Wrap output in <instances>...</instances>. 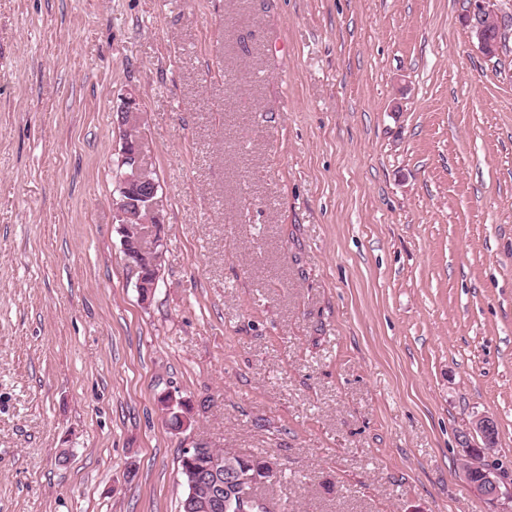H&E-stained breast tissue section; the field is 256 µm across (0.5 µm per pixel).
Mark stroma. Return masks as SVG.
<instances>
[{"label":"stroma","mask_w":512,"mask_h":512,"mask_svg":"<svg viewBox=\"0 0 512 512\" xmlns=\"http://www.w3.org/2000/svg\"><path fill=\"white\" fill-rule=\"evenodd\" d=\"M469 7L0 0V512H179L200 443L278 457L288 512H497L461 463L493 417L512 485V26L486 57ZM135 99L127 102L124 115V147L119 161L121 171L117 184L121 193V201L116 204L115 224L121 235L123 252L129 263L138 273L137 288L140 298L147 302L153 296L157 286V274L152 278L145 277L142 263L136 255L152 253L159 255L157 248L161 246V218L157 197L156 177H149L140 136V116L137 112ZM157 182V181H156ZM158 183V182H157ZM143 214L154 217L146 222ZM135 259L136 262L132 260ZM159 403L164 411L168 424L170 423L168 421L172 414L175 415L171 417L173 424H176L179 418V424L175 427V431H183L190 426L194 414L193 411H187V407L184 404L186 403L185 400L177 398L172 392H165L159 397ZM180 410H183V412H180ZM176 416H178V418Z\"/></svg>","instance_id":"obj_1"}]
</instances>
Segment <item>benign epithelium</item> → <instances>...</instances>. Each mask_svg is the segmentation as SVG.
Returning <instances> with one entry per match:
<instances>
[{
    "instance_id": "1",
    "label": "benign epithelium",
    "mask_w": 512,
    "mask_h": 512,
    "mask_svg": "<svg viewBox=\"0 0 512 512\" xmlns=\"http://www.w3.org/2000/svg\"><path fill=\"white\" fill-rule=\"evenodd\" d=\"M498 2L499 0H472L467 18L471 32L482 52L488 57L496 55L501 48L498 34L488 27L489 21L502 20ZM124 125V147L119 161L120 175L117 179L121 201L116 205L115 223L118 224L123 252L138 273L137 288L140 298L146 302L153 296L157 277H145L137 254L157 253V248L161 246V218L158 187L149 177L145 165L139 132L140 116L133 100L127 102ZM159 403L165 418L173 415L179 418L175 430L183 431L190 426L194 414L187 411L185 400L176 397L172 392H165L159 397ZM475 427L484 442L483 453L492 452L496 444V425L492 418H479ZM467 483L470 489L484 500L495 503L505 496L512 501V490L502 491L500 476L492 468H486L478 480L469 479ZM253 485V476L244 470L235 469L228 474L224 473V457H218L213 461L208 499L198 502L191 498L188 500V507L195 512H217L223 507V503L235 497L243 503L244 512H251L262 507V503L254 500L251 495Z\"/></svg>"
}]
</instances>
